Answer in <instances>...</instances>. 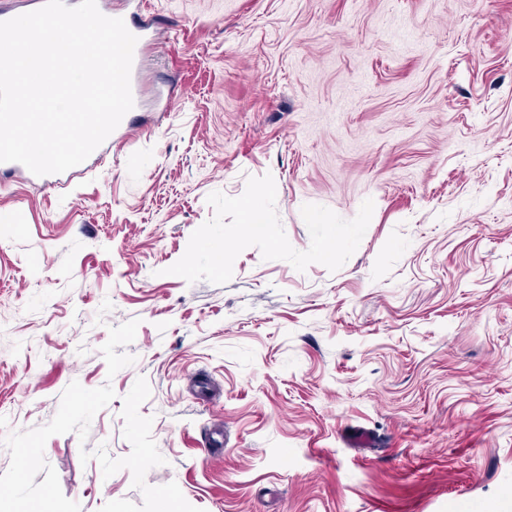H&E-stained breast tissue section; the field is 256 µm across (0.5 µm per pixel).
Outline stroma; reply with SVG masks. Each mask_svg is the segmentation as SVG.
I'll list each match as a JSON object with an SVG mask.
<instances>
[{"mask_svg": "<svg viewBox=\"0 0 512 512\" xmlns=\"http://www.w3.org/2000/svg\"><path fill=\"white\" fill-rule=\"evenodd\" d=\"M132 134L68 185L0 176V438L71 382L111 384L45 458L81 512L142 503L123 399L201 512H512V0H144ZM272 174L301 208L374 211L337 271L243 250L229 282L168 274ZM139 319L108 375L110 327ZM352 426L372 438L344 442Z\"/></svg>", "mask_w": 512, "mask_h": 512, "instance_id": "obj_1", "label": "stroma"}]
</instances>
